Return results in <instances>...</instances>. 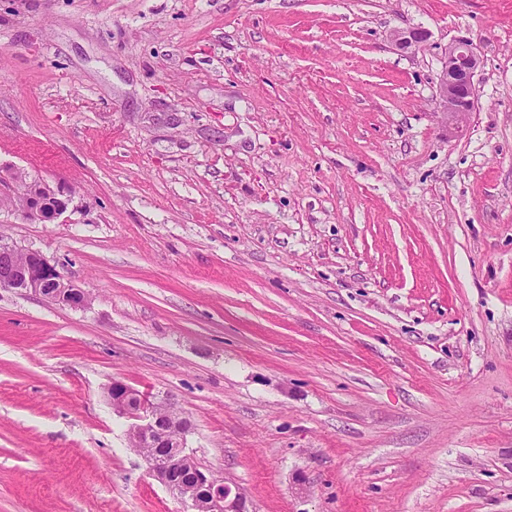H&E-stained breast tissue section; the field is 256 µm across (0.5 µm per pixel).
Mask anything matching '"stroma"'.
Here are the masks:
<instances>
[{
  "instance_id": "35a3bbf8",
  "label": "stroma",
  "mask_w": 512,
  "mask_h": 512,
  "mask_svg": "<svg viewBox=\"0 0 512 512\" xmlns=\"http://www.w3.org/2000/svg\"><path fill=\"white\" fill-rule=\"evenodd\" d=\"M0 168L90 294L0 289V512H186L115 380L250 512H512V0H0ZM430 34L422 28L395 29L390 34L392 44L397 50L411 53L418 52L424 48L429 40ZM480 46L469 37L449 42L435 93L437 108L448 116V125L464 122L477 100L476 76L481 69ZM13 191L0 194V211L17 212L29 223L54 222L72 203L70 191L60 184L29 180L20 170L11 174Z\"/></svg>"
}]
</instances>
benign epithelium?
I'll list each match as a JSON object with an SVG mask.
<instances>
[{"instance_id": "1", "label": "benign epithelium", "mask_w": 512, "mask_h": 512, "mask_svg": "<svg viewBox=\"0 0 512 512\" xmlns=\"http://www.w3.org/2000/svg\"><path fill=\"white\" fill-rule=\"evenodd\" d=\"M430 34L422 28L395 29L392 44L403 52L424 48ZM480 46L469 37L448 43V52L435 93L437 108L448 124L464 122L475 108L476 76L481 69ZM14 189L0 194V211H14L30 223L54 222L72 203L60 184L29 180L21 171L11 174ZM0 288L17 290L70 308L89 305L90 295L68 281L41 253L0 241ZM115 413L130 421L129 441L151 450L149 470L190 512H248L246 498L186 453L191 423L175 404L159 400L121 381L108 388Z\"/></svg>"}]
</instances>
